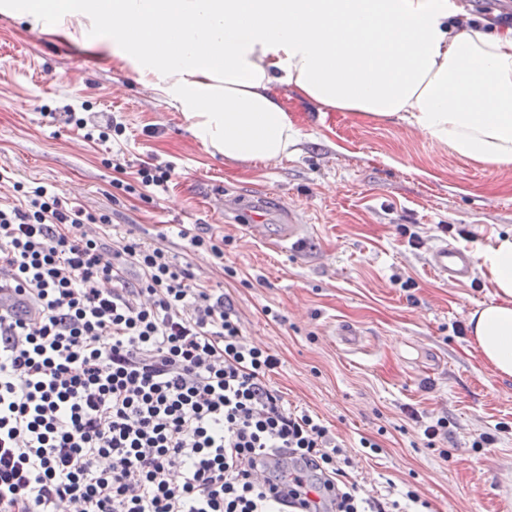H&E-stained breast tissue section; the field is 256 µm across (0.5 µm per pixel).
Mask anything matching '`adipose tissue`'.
<instances>
[{
  "mask_svg": "<svg viewBox=\"0 0 512 512\" xmlns=\"http://www.w3.org/2000/svg\"><path fill=\"white\" fill-rule=\"evenodd\" d=\"M51 36L67 19L168 97L209 152L251 164L299 142L281 89L322 112L399 121L486 167L512 166V27L453 0H0ZM490 302L471 313L482 364L512 379V233L477 254Z\"/></svg>",
  "mask_w": 512,
  "mask_h": 512,
  "instance_id": "ef3b65f1",
  "label": "adipose tissue"
}]
</instances>
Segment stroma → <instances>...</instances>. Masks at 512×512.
<instances>
[{"label": "stroma", "instance_id": "obj_1", "mask_svg": "<svg viewBox=\"0 0 512 512\" xmlns=\"http://www.w3.org/2000/svg\"><path fill=\"white\" fill-rule=\"evenodd\" d=\"M76 100L92 120L119 113L124 135L85 141L61 113ZM288 106L297 153L254 168L232 162L207 152L181 112L119 60L0 14V169L9 175L0 198L13 197L16 181L54 185L223 288L245 338L281 361L271 385L344 441L346 482L382 502L415 490L419 512H500L512 497V433L489 448L470 444L512 423V380L483 365L462 331L492 290L478 271L466 286L438 280L428 256L443 239L475 252L512 231V168L462 160L400 122ZM116 156L128 163L120 175ZM145 162L174 165L165 192L147 202L114 191L113 179L134 182ZM256 214L266 238L244 229ZM292 215L306 229L295 254L277 243ZM176 224L223 239V260L191 249ZM402 224L422 247L399 234ZM343 324L357 330L354 343ZM443 415L451 436L428 446L423 426ZM365 438L376 449L361 447Z\"/></svg>", "mask_w": 512, "mask_h": 512}]
</instances>
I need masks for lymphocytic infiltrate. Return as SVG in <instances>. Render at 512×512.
Segmentation results:
<instances>
[{"label": "lymphocytic infiltrate", "instance_id": "obj_1", "mask_svg": "<svg viewBox=\"0 0 512 512\" xmlns=\"http://www.w3.org/2000/svg\"><path fill=\"white\" fill-rule=\"evenodd\" d=\"M0 204V512H398L266 378L224 294L56 187ZM268 471L267 484L253 477Z\"/></svg>", "mask_w": 512, "mask_h": 512}]
</instances>
